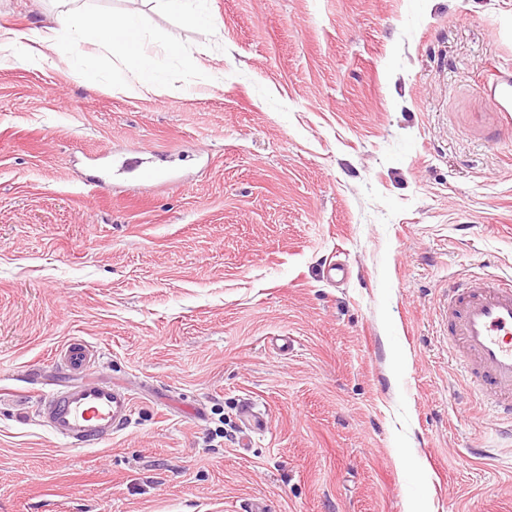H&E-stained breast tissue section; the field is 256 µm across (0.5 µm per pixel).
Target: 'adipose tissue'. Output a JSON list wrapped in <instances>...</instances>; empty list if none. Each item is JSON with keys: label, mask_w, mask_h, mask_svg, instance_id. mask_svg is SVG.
<instances>
[{"label": "adipose tissue", "mask_w": 512, "mask_h": 512, "mask_svg": "<svg viewBox=\"0 0 512 512\" xmlns=\"http://www.w3.org/2000/svg\"><path fill=\"white\" fill-rule=\"evenodd\" d=\"M48 38L43 52L19 54L20 62L39 67L50 61L56 44L54 35H63L75 64V74L87 87H95L97 79L83 65L85 45H95L112 59L111 82L127 96L144 93L157 96L168 94L169 88L158 76V63L154 55L144 49L139 24L131 15L104 16L65 7L51 14Z\"/></svg>", "instance_id": "obj_1"}]
</instances>
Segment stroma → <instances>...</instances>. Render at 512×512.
<instances>
[{
	"label": "stroma",
	"instance_id": "obj_1",
	"mask_svg": "<svg viewBox=\"0 0 512 512\" xmlns=\"http://www.w3.org/2000/svg\"><path fill=\"white\" fill-rule=\"evenodd\" d=\"M78 6L135 15L180 90H89L64 48L22 65L7 43L39 48L57 4L0 0V512H512L443 314L453 280L512 275V112L484 93L512 0ZM133 147L155 186L87 196ZM75 338L136 397L79 452L38 400Z\"/></svg>",
	"mask_w": 512,
	"mask_h": 512
}]
</instances>
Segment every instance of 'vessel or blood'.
Returning a JSON list of instances; mask_svg holds the SVG:
<instances>
[{"label": "vessel or blood", "instance_id": "vessel-or-blood-1", "mask_svg": "<svg viewBox=\"0 0 512 512\" xmlns=\"http://www.w3.org/2000/svg\"><path fill=\"white\" fill-rule=\"evenodd\" d=\"M448 345L461 355L469 391L512 427V278H466L448 291ZM95 353L73 340L57 354L59 367L78 382L43 394L41 424L55 439L81 449L127 427L134 396L109 381L84 380Z\"/></svg>", "mask_w": 512, "mask_h": 512}]
</instances>
